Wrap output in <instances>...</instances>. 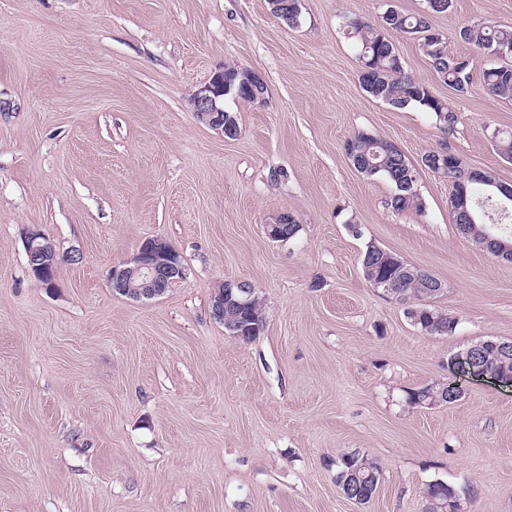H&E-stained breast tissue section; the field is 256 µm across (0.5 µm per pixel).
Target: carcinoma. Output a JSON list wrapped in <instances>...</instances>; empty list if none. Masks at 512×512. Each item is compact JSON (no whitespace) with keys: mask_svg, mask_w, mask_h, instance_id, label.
Listing matches in <instances>:
<instances>
[{"mask_svg":"<svg viewBox=\"0 0 512 512\" xmlns=\"http://www.w3.org/2000/svg\"><path fill=\"white\" fill-rule=\"evenodd\" d=\"M347 35L359 49V58L366 61L359 80L363 90L372 98L396 109L416 108L434 115L439 129L448 133L455 123L452 107L434 96L422 82L403 72L401 58L389 40L391 30L418 36L419 50L430 61L435 72L453 90L463 93L472 79V65L462 68L455 63L457 56L448 51V42L442 37L432 40L427 34L433 31L425 15H409L395 9L383 14L381 23L374 26L360 19L348 20ZM457 37L493 58L502 50L512 58V28L489 27L480 23L460 27ZM482 80L489 94L512 99V63L493 64L482 71ZM347 156L353 167L362 175L380 177L391 183L393 191L386 200L387 208L396 211L424 208V202L413 178L415 166L392 141L379 135L359 132L348 140ZM370 285L386 280L390 296L405 304L404 313L411 323L427 335H444L453 331L455 320L430 304L436 295L427 288L428 271L412 265L399 256L387 263H379L372 272L364 273ZM265 312L258 296H252L246 305H239L231 297L224 300V325L230 324L249 332L255 340L265 327ZM487 347L482 360L504 373L512 372V351H500L494 339L485 340ZM336 484L350 500L365 504L374 496L380 479L377 462L358 452L342 454L336 461ZM455 489L442 482L426 485L423 492L425 512H442V504L454 496Z\"/></svg>","mask_w":512,"mask_h":512,"instance_id":"obj_1","label":"carcinoma"}]
</instances>
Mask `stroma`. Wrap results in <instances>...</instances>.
Instances as JSON below:
<instances>
[{
  "label": "stroma",
  "instance_id": "stroma-1",
  "mask_svg": "<svg viewBox=\"0 0 512 512\" xmlns=\"http://www.w3.org/2000/svg\"><path fill=\"white\" fill-rule=\"evenodd\" d=\"M426 0H301V21L268 0H0V512H423L432 481L461 512H512V387L470 378L454 403L411 401L453 378L456 353L512 341V263L459 235L451 185L420 162L449 147L512 184L493 130L512 99L487 93L491 63L456 38L465 24L512 27V0H452L427 14L474 77L448 88L412 37L404 70L450 103L398 110L359 82L343 17L378 24ZM227 65L262 73V100H226L235 139L199 123L190 95ZM367 132L416 164L423 210L387 209L390 183L352 166ZM294 215L297 235L267 224ZM54 242L55 284L30 277V233ZM185 276L139 301L109 272L149 237ZM444 285L456 321L424 334L365 280L368 243ZM265 306L255 341L210 315L224 280ZM381 468L359 505L336 460Z\"/></svg>",
  "mask_w": 512,
  "mask_h": 512
}]
</instances>
